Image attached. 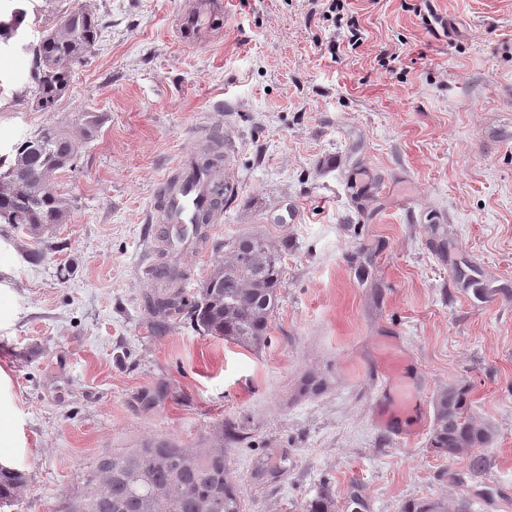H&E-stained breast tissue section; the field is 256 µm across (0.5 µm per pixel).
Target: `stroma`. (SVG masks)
Masks as SVG:
<instances>
[{"label": "stroma", "instance_id": "35a3bbf8", "mask_svg": "<svg viewBox=\"0 0 512 512\" xmlns=\"http://www.w3.org/2000/svg\"><path fill=\"white\" fill-rule=\"evenodd\" d=\"M224 0L184 46L185 0H28L29 43L88 9L101 36L68 93L33 110L31 55L0 45V156L39 126L106 122L50 183L69 205L42 238L0 224V330L25 454L5 512H66L102 455L216 446L243 512H372L436 499L512 512V0ZM360 39L351 42V30ZM229 131L234 202L181 256L194 298L217 246L253 232L282 252L264 347L149 311L146 208L201 122ZM42 253L29 261V250ZM470 389L491 425L470 454L430 446L434 398Z\"/></svg>", "mask_w": 512, "mask_h": 512}]
</instances>
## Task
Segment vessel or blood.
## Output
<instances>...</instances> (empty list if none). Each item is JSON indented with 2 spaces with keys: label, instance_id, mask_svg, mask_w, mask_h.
Masks as SVG:
<instances>
[{
  "label": "vessel or blood",
  "instance_id": "obj_1",
  "mask_svg": "<svg viewBox=\"0 0 512 512\" xmlns=\"http://www.w3.org/2000/svg\"><path fill=\"white\" fill-rule=\"evenodd\" d=\"M221 5V0H194L191 8L177 18L180 41L195 44L202 36V22ZM223 152H207L198 147L182 154L160 180L147 214L154 224L149 239L151 260L143 273L151 284L164 283L170 268L169 255L196 251L202 234L219 223L225 207L235 196L232 184L224 180ZM223 185V195H215L216 185Z\"/></svg>",
  "mask_w": 512,
  "mask_h": 512
}]
</instances>
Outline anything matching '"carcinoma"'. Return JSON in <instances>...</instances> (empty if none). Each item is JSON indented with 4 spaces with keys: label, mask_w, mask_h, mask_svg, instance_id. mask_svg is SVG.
I'll use <instances>...</instances> for the list:
<instances>
[{
    "label": "carcinoma",
    "mask_w": 512,
    "mask_h": 512,
    "mask_svg": "<svg viewBox=\"0 0 512 512\" xmlns=\"http://www.w3.org/2000/svg\"><path fill=\"white\" fill-rule=\"evenodd\" d=\"M27 11L15 8L7 24H0L4 44L20 37ZM103 27L93 12L70 13L61 27L30 45L32 97L56 106L71 86L76 57H86ZM105 117L83 112L72 128L47 124L38 127L12 149V158L0 159V224L24 226L32 232L62 224L69 204L49 183L57 170L71 168L79 144L99 131ZM281 255L268 240L243 234L227 245L209 275L198 285L197 297L188 302L180 293L150 301V309L186 312L197 330L257 349L265 344L279 288ZM435 424L430 438L436 453L457 457L491 440L492 428L479 425L470 414L469 389L452 384L435 398ZM224 449L195 451L167 440H153L98 460L95 485L67 507V512H240L235 486L226 477ZM26 486L23 474L0 468V508L20 501ZM351 512H368L364 487L350 486ZM306 512H336L328 490L313 498ZM403 512H448L435 500H412Z\"/></svg>",
    "instance_id": "cac0c4a2"
}]
</instances>
